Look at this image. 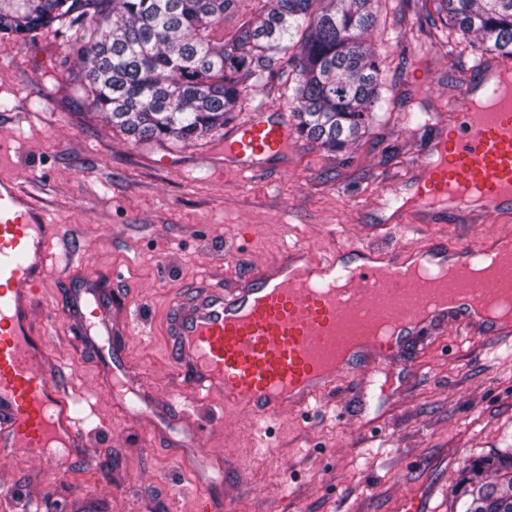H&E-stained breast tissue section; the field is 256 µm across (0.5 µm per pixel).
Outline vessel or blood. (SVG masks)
Listing matches in <instances>:
<instances>
[{"mask_svg":"<svg viewBox=\"0 0 512 512\" xmlns=\"http://www.w3.org/2000/svg\"><path fill=\"white\" fill-rule=\"evenodd\" d=\"M462 89L454 105L456 126L438 141L412 198L431 215L466 218L467 199L485 201L486 212L512 210V98L487 112L474 110L475 90L484 69ZM288 147V125L257 116L224 143V152L251 169L257 156ZM57 231L20 184L0 181V459L15 448L62 447L77 453L83 430L75 416L67 380L45 368L47 340L32 334L33 295L53 271L50 245ZM485 244L429 242L424 254L471 255ZM368 246L339 247L320 261L303 248L291 247L274 267L225 288L209 284L190 305L170 310L165 325L176 375L197 392L223 393L225 406L264 421L279 413L306 411L338 390L349 374L348 363H334L338 337L363 328L380 302L405 297L399 315L406 325L381 344L391 350L401 339L445 321L463 338L491 335L508 338L512 325L476 323L468 310H442L422 319L417 305L423 294L403 265L378 275ZM350 269L353 286L333 293L319 289L316 271ZM108 296L96 280L77 288L67 309L72 326L101 351L108 376L122 377L126 392L137 393L125 378V356L113 347L112 329L104 319Z\"/></svg>","mask_w":512,"mask_h":512,"instance_id":"1","label":"vessel or blood"}]
</instances>
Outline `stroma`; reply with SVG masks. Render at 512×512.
Listing matches in <instances>:
<instances>
[{
  "mask_svg": "<svg viewBox=\"0 0 512 512\" xmlns=\"http://www.w3.org/2000/svg\"><path fill=\"white\" fill-rule=\"evenodd\" d=\"M419 7L394 0L378 29L407 32L382 55L391 109L346 150L330 153L292 136L255 172L224 157V141L252 119L239 112L216 134L183 147L133 142L75 92L68 30H41L0 46V179L32 193L62 244L85 256L69 277L51 275L34 304L32 329L49 334V356L70 383L84 430L80 457L17 448L0 462V512H449L465 468L512 451V341H462L454 324L410 337L382 371L357 368L306 414L258 422L213 394L199 400L179 382L166 350L165 320L176 300L205 283L239 279L302 245L311 259L339 246L416 247L428 239L473 241L511 232L493 214L448 224L396 212L450 132L448 103L473 74L428 36L411 40ZM426 114L413 130L403 116ZM408 232L395 235L387 221ZM112 286L106 317L127 373L147 405L133 415L98 352L65 319L83 273ZM192 437L183 455L174 422Z\"/></svg>",
  "mask_w": 512,
  "mask_h": 512,
  "instance_id": "stroma-1",
  "label": "stroma"
}]
</instances>
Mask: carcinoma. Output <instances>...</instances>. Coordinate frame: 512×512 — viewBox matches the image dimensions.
<instances>
[{
  "label": "carcinoma",
  "instance_id": "cac0c4a2",
  "mask_svg": "<svg viewBox=\"0 0 512 512\" xmlns=\"http://www.w3.org/2000/svg\"><path fill=\"white\" fill-rule=\"evenodd\" d=\"M381 0H0V40L75 31L77 91L133 141L186 146L279 77L295 132L331 153L365 135L386 99L382 48L369 35ZM418 33L478 66L512 58V0H423ZM463 512H512V453L465 478Z\"/></svg>",
  "mask_w": 512,
  "mask_h": 512
}]
</instances>
